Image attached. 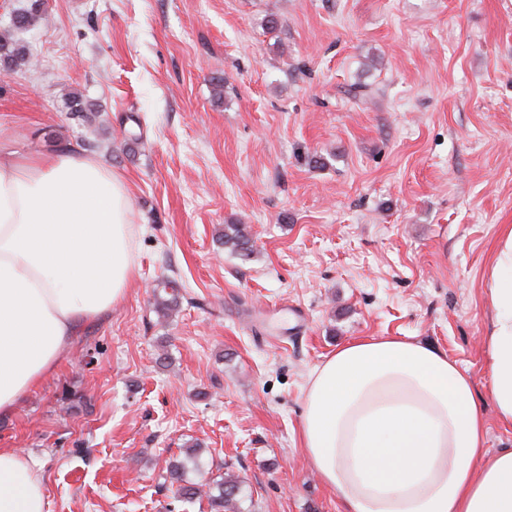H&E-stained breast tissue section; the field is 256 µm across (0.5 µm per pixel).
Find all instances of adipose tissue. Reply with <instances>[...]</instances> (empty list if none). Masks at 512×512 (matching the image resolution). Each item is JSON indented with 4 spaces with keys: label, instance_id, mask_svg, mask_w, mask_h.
<instances>
[{
    "label": "adipose tissue",
    "instance_id": "adipose-tissue-1",
    "mask_svg": "<svg viewBox=\"0 0 512 512\" xmlns=\"http://www.w3.org/2000/svg\"><path fill=\"white\" fill-rule=\"evenodd\" d=\"M140 227L123 176L78 153L0 151V419L57 368L85 321L137 274ZM483 383L405 336L356 339L312 372L301 448L339 512H512V225L486 272ZM35 459L0 448V512H48ZM487 445L492 450L512 448V428L501 425L491 411L487 412Z\"/></svg>",
    "mask_w": 512,
    "mask_h": 512
}]
</instances>
